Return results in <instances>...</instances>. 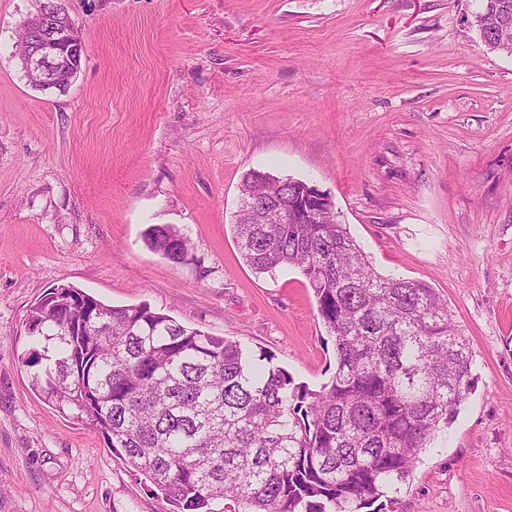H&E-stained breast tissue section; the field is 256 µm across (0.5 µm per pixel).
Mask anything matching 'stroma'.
I'll return each mask as SVG.
<instances>
[{
  "label": "stroma",
  "mask_w": 512,
  "mask_h": 512,
  "mask_svg": "<svg viewBox=\"0 0 512 512\" xmlns=\"http://www.w3.org/2000/svg\"><path fill=\"white\" fill-rule=\"evenodd\" d=\"M38 0H0V512H161L21 364L31 305L70 285L270 352L317 390L334 344L298 268L253 272L244 174L313 182L376 271L447 299L474 385L383 512H512V55L477 0H64L66 91L23 77ZM189 240L174 264L143 233Z\"/></svg>",
  "instance_id": "1"
}]
</instances>
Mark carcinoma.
I'll list each match as a JSON object with an SVG mask.
<instances>
[{
	"label": "carcinoma",
	"mask_w": 512,
	"mask_h": 512,
	"mask_svg": "<svg viewBox=\"0 0 512 512\" xmlns=\"http://www.w3.org/2000/svg\"><path fill=\"white\" fill-rule=\"evenodd\" d=\"M18 58L55 13L38 0ZM486 45L512 30V0H479ZM302 179L260 170L242 190L291 194ZM256 273L293 266L308 279L334 342L321 390L298 384L267 353L189 328L147 303L109 306L73 287L35 302L21 357L42 399L96 430L160 491L170 512H360L399 489L473 385L470 344L446 299L421 280L379 274L339 215L281 224L273 209L235 215ZM145 242L173 264L189 249L173 226Z\"/></svg>",
	"instance_id": "cac0c4a2"
}]
</instances>
